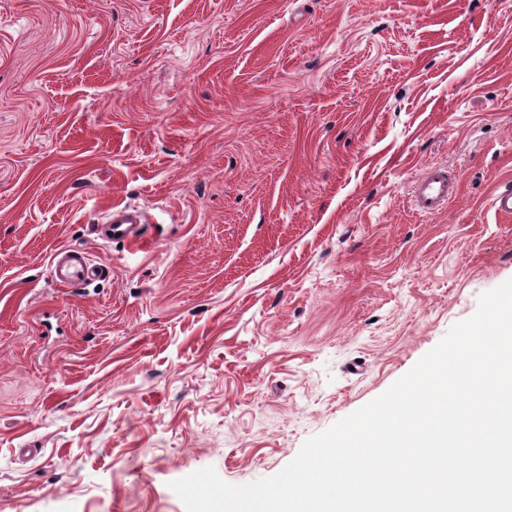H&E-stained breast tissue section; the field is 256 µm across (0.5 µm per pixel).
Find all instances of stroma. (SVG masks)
<instances>
[{
	"instance_id": "1",
	"label": "stroma",
	"mask_w": 512,
	"mask_h": 512,
	"mask_svg": "<svg viewBox=\"0 0 512 512\" xmlns=\"http://www.w3.org/2000/svg\"><path fill=\"white\" fill-rule=\"evenodd\" d=\"M507 186L512 0H0V512L277 474L512 278ZM459 191V184L440 167H427L412 187V197L417 209L431 213L443 206ZM143 224H149L144 213L137 207L113 205L103 217L98 235L109 242H123L136 245L141 240ZM87 252L81 247L59 249L50 264V276L59 285L68 288H85L96 279L97 267L90 263Z\"/></svg>"
}]
</instances>
